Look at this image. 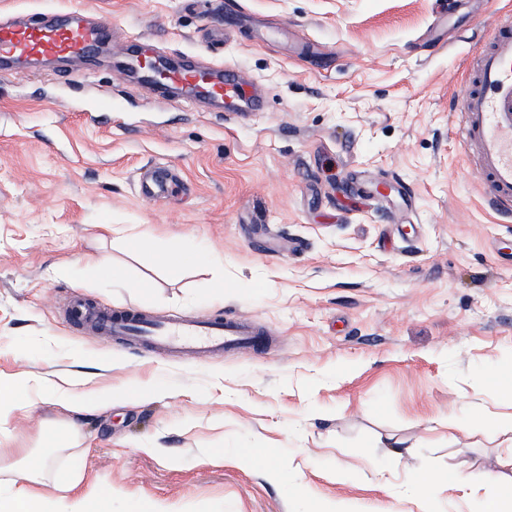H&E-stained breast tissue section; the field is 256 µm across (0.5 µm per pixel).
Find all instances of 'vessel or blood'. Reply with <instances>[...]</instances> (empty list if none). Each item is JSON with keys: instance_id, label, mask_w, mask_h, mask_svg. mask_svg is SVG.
<instances>
[{"instance_id": "vessel-or-blood-1", "label": "vessel or blood", "mask_w": 512, "mask_h": 512, "mask_svg": "<svg viewBox=\"0 0 512 512\" xmlns=\"http://www.w3.org/2000/svg\"><path fill=\"white\" fill-rule=\"evenodd\" d=\"M129 54L130 42L117 39L103 20L76 19L67 12L0 18V69L18 61L86 60L101 45ZM152 90L188 89L216 106L233 107L247 96L246 83L233 70L216 63H179L154 53L136 71ZM471 91L459 121L461 141L484 178L487 204L512 215V20L500 22L466 73ZM71 320L102 336H122L133 343L203 358L224 351L248 353L259 346L256 327L241 316L151 315L111 311L73 295Z\"/></svg>"}]
</instances>
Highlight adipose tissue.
Wrapping results in <instances>:
<instances>
[{"instance_id":"obj_1","label":"adipose tissue","mask_w":512,"mask_h":512,"mask_svg":"<svg viewBox=\"0 0 512 512\" xmlns=\"http://www.w3.org/2000/svg\"><path fill=\"white\" fill-rule=\"evenodd\" d=\"M80 434L70 424L44 435L40 448H20L12 466L0 467V512H90L79 477L49 481V454L73 452Z\"/></svg>"}]
</instances>
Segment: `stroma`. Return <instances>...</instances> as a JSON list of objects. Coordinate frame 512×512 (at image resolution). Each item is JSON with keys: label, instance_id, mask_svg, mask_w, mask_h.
I'll list each match as a JSON object with an SVG mask.
<instances>
[{"label": "stroma", "instance_id": "1", "mask_svg": "<svg viewBox=\"0 0 512 512\" xmlns=\"http://www.w3.org/2000/svg\"><path fill=\"white\" fill-rule=\"evenodd\" d=\"M60 10L223 61L264 103L171 106L108 47L67 63L72 84L54 64L0 75V375L117 390L77 419L83 489L114 488L110 512H422L408 476L455 469L474 485L441 487L436 512L495 495L512 453L465 418L507 413L481 376L512 380V221L488 207L458 121L465 70L512 0H0V17ZM438 10L457 32L444 48L421 41ZM232 12L235 33L212 42ZM259 24L294 25L319 59L258 40ZM154 170L174 176L159 201L137 189ZM170 240L202 261L169 271ZM87 253L123 280L85 267ZM73 293L112 310L234 312L267 343L203 360L139 348L75 330ZM143 382L154 396L136 397ZM67 417L43 399L0 442L38 447Z\"/></svg>", "mask_w": 512, "mask_h": 512}]
</instances>
